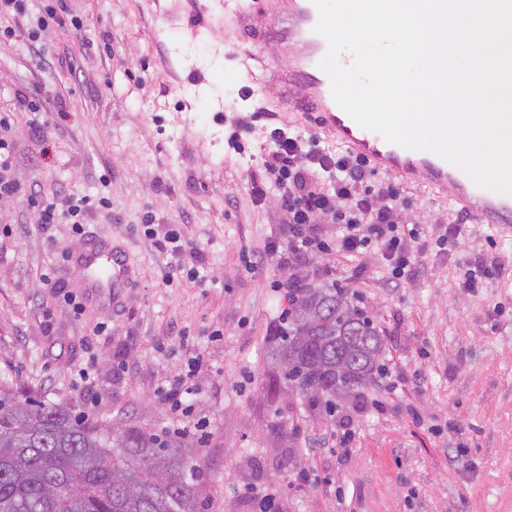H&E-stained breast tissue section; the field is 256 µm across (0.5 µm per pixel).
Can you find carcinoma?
<instances>
[{"mask_svg": "<svg viewBox=\"0 0 512 512\" xmlns=\"http://www.w3.org/2000/svg\"><path fill=\"white\" fill-rule=\"evenodd\" d=\"M268 340L280 378L313 400L357 398L382 369L376 326L334 288L291 294ZM200 477L182 434L0 389V512H201Z\"/></svg>", "mask_w": 512, "mask_h": 512, "instance_id": "obj_1", "label": "carcinoma"}]
</instances>
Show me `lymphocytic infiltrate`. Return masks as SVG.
<instances>
[{"label": "lymphocytic infiltrate", "mask_w": 512, "mask_h": 512, "mask_svg": "<svg viewBox=\"0 0 512 512\" xmlns=\"http://www.w3.org/2000/svg\"><path fill=\"white\" fill-rule=\"evenodd\" d=\"M270 125L263 174L249 186L256 203L275 199L288 224L287 238L269 239L268 256L302 264L324 247L318 225L333 224L337 227L335 251L341 258L377 253L398 279L423 270V255L414 248L422 231L419 225L404 221L397 187L374 182L363 160L331 153L316 138L293 133L278 119H271ZM30 195L41 223L71 225L79 238L84 235L85 215L95 206L110 204L104 196L50 197L37 184Z\"/></svg>", "instance_id": "f902f5d3"}]
</instances>
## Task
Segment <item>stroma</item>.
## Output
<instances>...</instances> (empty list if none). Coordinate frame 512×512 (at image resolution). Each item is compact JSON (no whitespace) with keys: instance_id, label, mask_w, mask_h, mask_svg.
I'll list each match as a JSON object with an SVG mask.
<instances>
[{"instance_id":"obj_1","label":"stroma","mask_w":512,"mask_h":512,"mask_svg":"<svg viewBox=\"0 0 512 512\" xmlns=\"http://www.w3.org/2000/svg\"><path fill=\"white\" fill-rule=\"evenodd\" d=\"M29 15L9 19L0 45V110L10 113L13 175L0 196V386L39 392L107 424L175 431L204 422V512H512V228L474 222L448 249L435 240L454 214L445 194L400 184L408 221L426 235L425 270L392 278L379 255L317 251L299 266L267 256L287 236L275 202L247 185L268 147L266 113L306 134L303 118L257 92L244 53L265 51L248 24H221L213 0H71L80 32L53 25L30 60ZM26 98L49 112L34 136ZM64 117H57V110ZM249 125L245 150L226 137ZM106 196L88 236L129 259L130 279L99 294L91 275L61 259L79 244L69 225L40 227L27 190ZM155 216L154 238L137 224ZM177 226L202 255L198 280L162 279L171 257L156 238ZM496 275L462 285L478 256ZM257 268L247 272L246 261ZM342 288L384 343V370L356 401L327 414L278 381L267 338L289 306L287 281ZM78 296L81 315L59 290ZM97 372L80 381L88 350ZM191 412L176 422L163 382L191 358Z\"/></svg>"}]
</instances>
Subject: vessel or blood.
I'll return each mask as SVG.
<instances>
[{
    "label": "vessel or blood",
    "mask_w": 512,
    "mask_h": 512,
    "mask_svg": "<svg viewBox=\"0 0 512 512\" xmlns=\"http://www.w3.org/2000/svg\"><path fill=\"white\" fill-rule=\"evenodd\" d=\"M224 17L248 19L261 32L277 31L285 55L255 59L258 70L276 71L278 96L290 109L301 110L310 126L332 137L346 152L366 161L374 171L447 191L452 206L473 222L497 227L512 223V194L479 186L463 169L430 150H411L387 142L358 125L334 100L329 76L321 69L326 40L315 33L319 12L313 0H225ZM80 261L88 271L103 268L111 288L125 287L129 266L124 254L87 247Z\"/></svg>",
    "instance_id": "obj_1"
}]
</instances>
